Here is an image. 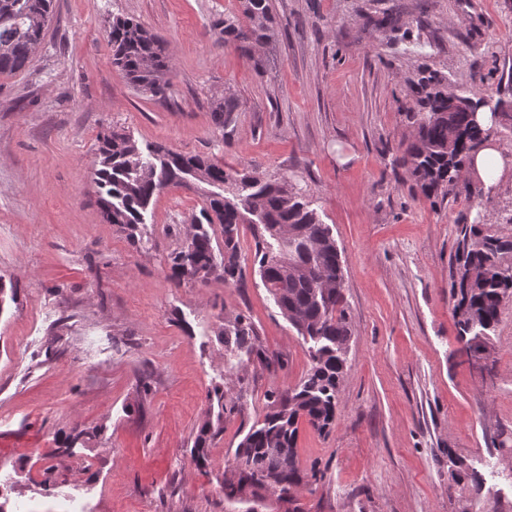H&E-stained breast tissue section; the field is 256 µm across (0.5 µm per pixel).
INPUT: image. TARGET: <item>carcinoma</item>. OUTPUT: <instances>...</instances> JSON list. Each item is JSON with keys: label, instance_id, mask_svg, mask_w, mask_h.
I'll use <instances>...</instances> for the list:
<instances>
[{"label": "carcinoma", "instance_id": "1", "mask_svg": "<svg viewBox=\"0 0 512 512\" xmlns=\"http://www.w3.org/2000/svg\"><path fill=\"white\" fill-rule=\"evenodd\" d=\"M52 0H0V74H14L30 62L44 39ZM241 18L224 26V35L243 43L265 44L275 36L269 0H241ZM112 63L139 91L165 94L171 65L165 43L140 22L117 16L107 33ZM423 111L408 117L416 125L414 138L402 146L395 162L406 166L427 198L456 193L462 170L493 136L512 135V71L493 97L477 85L468 88L463 108L448 106V94L432 79L420 83ZM491 113V125L474 118L481 108ZM97 203L106 221L118 225L134 243L143 240L145 214L154 197L169 186L201 195L204 205L193 232L182 246L167 254L165 264L176 283L225 282L242 271L241 227L249 225L253 264L263 287L281 314L310 343V368L294 386L271 392L263 422L251 427L234 452L237 480L224 481L230 500L260 496L261 477H279L278 499L303 482H318L323 473L301 470L296 462L300 421L320 433L331 428L336 397L347 362L351 328L346 312L345 279L340 251L329 225L322 222L312 201L291 181L270 182L224 165L209 156L187 155L163 145L141 148L125 131L111 130L97 139L93 165ZM286 224L296 231L276 239L270 227ZM286 253L299 265L296 273L267 265L269 256ZM512 298V237L489 234L481 224L458 225V242L451 282L453 314L469 354L489 349V336L499 323L503 302ZM222 335L229 355L244 362L256 356L257 335L238 314ZM221 410L197 428L192 452L200 466L209 462L208 447L221 432L224 413L238 411L224 403V387L209 393ZM291 467L282 470L284 461Z\"/></svg>", "mask_w": 512, "mask_h": 512}]
</instances>
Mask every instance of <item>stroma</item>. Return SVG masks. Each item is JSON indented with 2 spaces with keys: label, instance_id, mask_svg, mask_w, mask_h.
<instances>
[{
  "label": "stroma",
  "instance_id": "obj_1",
  "mask_svg": "<svg viewBox=\"0 0 512 512\" xmlns=\"http://www.w3.org/2000/svg\"><path fill=\"white\" fill-rule=\"evenodd\" d=\"M271 4L275 38L250 50L224 39L240 0H55L29 64L0 75V279L18 290L0 312L11 512H238L224 497L235 448L268 393L310 366L253 269L249 228L243 281L177 286L163 259L200 195L164 189L140 244L104 220L91 167L112 128L292 179L332 228L352 336L331 431L300 426V468L324 473L293 489L300 512H512V299L486 374L449 300L458 224L479 211L512 236V175L480 203L435 202L395 162L421 78L492 91L512 69V0ZM115 16L164 40L165 97L113 66ZM227 98L239 108L220 129L212 108ZM238 314L271 368L225 352L219 331ZM217 385L242 411L201 468L190 449Z\"/></svg>",
  "mask_w": 512,
  "mask_h": 512
}]
</instances>
